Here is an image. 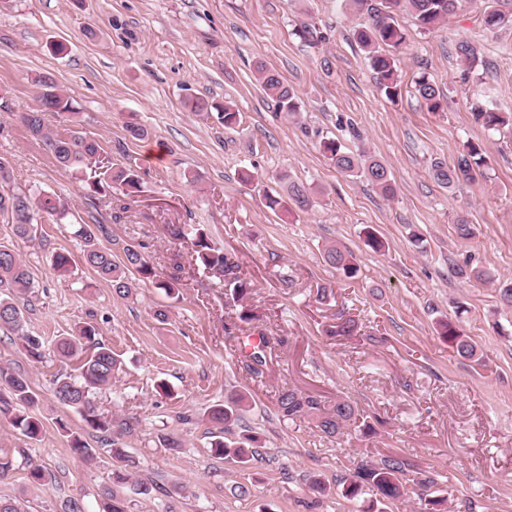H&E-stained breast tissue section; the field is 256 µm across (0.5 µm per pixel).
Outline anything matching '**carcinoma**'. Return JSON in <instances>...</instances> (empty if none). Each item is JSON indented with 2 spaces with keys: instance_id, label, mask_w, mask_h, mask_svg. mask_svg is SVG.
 <instances>
[{
  "instance_id": "carcinoma-1",
  "label": "carcinoma",
  "mask_w": 512,
  "mask_h": 512,
  "mask_svg": "<svg viewBox=\"0 0 512 512\" xmlns=\"http://www.w3.org/2000/svg\"><path fill=\"white\" fill-rule=\"evenodd\" d=\"M350 7L368 14L367 23L354 32V36L367 53L379 89L387 98L394 100L400 94L396 59L389 49L400 47L406 40L405 33L395 23L394 15L400 11L410 14L417 26L430 31L448 16L461 8L462 0H348ZM498 0H486L483 11L484 29L495 32L512 28V15L497 8ZM459 57L474 69L481 60L476 49L467 41L457 46ZM258 78L264 93L273 99L277 109L288 115L299 110L298 96L295 90L285 84L273 71L264 65L257 67ZM42 91L39 94V106L28 112L17 114L28 135L39 142L51 154L58 166L81 176L86 189L99 196H110L116 191L131 196L141 191V176L130 163H109L103 171L91 166L92 159L102 150L100 143L87 137L78 128H69L62 132L48 128L43 113L60 112L76 115L69 97L51 79L40 81ZM415 90L427 108L436 112L442 108L438 87L425 75L415 82ZM475 119L490 130H500L512 126V114L500 112L487 105L475 108ZM324 153L334 162L337 169L344 173L360 177L376 186L389 197L394 194V186L388 168L381 161L366 154L350 153L338 140L327 139L322 142ZM485 158L481 147L476 143L467 144L460 152L453 166L436 162L431 167L433 179L443 187H454L462 182H475L482 174ZM11 182L9 166L0 160V217L14 224L15 234L21 238H37L38 221L47 219L56 224L62 223L68 214V205L57 195L44 190L6 192L4 186ZM293 203L301 210L311 206L308 190L298 183L288 184V199L277 196L267 197V206L272 210L284 208L286 202ZM176 240H188L193 247L195 260L207 271H218L222 278L216 287L229 292L232 300L241 302L250 293L251 281L242 272L239 263L234 262L224 252L213 248L207 239L205 229L199 224L188 227H176L171 230ZM77 235L85 244L84 257L104 279L112 282L116 294L127 296L134 285L127 273L134 270L142 277L150 279L155 272L147 256L138 248L126 245L122 248V260L112 259V250L103 249L96 242L93 228L88 224L80 225ZM325 262L340 271L347 279L358 276L359 267L353 255L337 245L324 248ZM34 278L27 263L12 248L0 245V329H5L21 341L27 357L33 362L44 359L46 347L37 336L30 335L26 329L25 295L33 293ZM441 336L455 348L458 356L479 360L476 346L463 336L451 323L442 322ZM358 330V323L351 317L339 316L336 322L326 329L331 337H350ZM96 327L91 324L76 328L75 334L60 340L53 348L56 356L72 359L90 346L93 352L79 366V373L59 372L52 379L55 397L63 405L77 412L84 422L83 431H72L66 424L60 428L71 438V451L83 461H90L96 455V449L88 447L83 433H98L104 452L113 461L112 485L102 488L100 493V512H128L127 501L116 488L130 482L135 483L138 494L151 495L156 489L152 480L135 478L140 462L129 455L123 442L124 437L135 430L133 421L114 419L99 412L95 403L97 391L112 384L120 369V360L112 349L96 341ZM272 350L266 339L253 346L243 355L244 368L252 375L264 374ZM40 397L33 388L28 375L13 368L0 365V416L7 419L20 433L32 440L39 437L42 423L35 414ZM275 407L279 418L294 420L312 417L319 430L328 437H334L342 430L358 425L364 429L370 424L360 419L357 409L347 400L338 399L324 404L316 396L292 386H283L276 391ZM247 411V397L234 392L224 397V402L212 406L207 418L210 431L209 448L211 456L247 466L259 460L261 452L260 437L253 430L233 437V430ZM28 481L32 488L43 487L55 479L46 467L33 461L27 462ZM406 462L397 455L386 456L378 461L363 460L348 475L337 481L341 495L349 500L371 493L366 512H389L391 505L405 494L404 475ZM310 494L314 501L333 495L332 487L320 477L310 475L306 478Z\"/></svg>"
}]
</instances>
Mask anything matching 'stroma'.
I'll return each instance as SVG.
<instances>
[{
	"instance_id": "1",
	"label": "stroma",
	"mask_w": 512,
	"mask_h": 512,
	"mask_svg": "<svg viewBox=\"0 0 512 512\" xmlns=\"http://www.w3.org/2000/svg\"><path fill=\"white\" fill-rule=\"evenodd\" d=\"M484 6L465 0L432 32L397 14L406 41L393 51L401 93L392 101L353 36L366 17L342 0H0V95L9 104L0 109V159L12 188L56 193L69 209L63 223L40 225L33 241L0 220V244L21 255L37 285L29 334L50 347L90 322L121 360L96 401L102 412L134 418L126 448L140 462L139 478L159 485L148 498L125 489L130 512H161L168 502L175 512H363L364 501L337 492L306 508L304 476L332 483L363 457L389 455L434 477L450 512L465 503L474 512H512V305L501 296L512 285V134L473 116L486 97L512 113V31L485 30ZM306 27L315 37H301ZM462 40L484 67L466 66L455 50ZM259 61L296 90L295 115L260 89ZM422 75L443 92L439 111L415 92ZM43 76L70 96L82 131L113 162L139 165L142 190L123 198L122 209L89 198L17 120L36 107ZM194 98L210 111H190ZM227 101L239 114L229 129L215 112ZM131 123L144 138L130 136ZM329 138L384 162L394 195L336 169L321 146ZM469 142L486 158L482 177L438 185L432 164L455 162ZM291 181L309 189L311 207L270 211L266 195L285 193ZM462 218L473 231L467 240L456 232ZM81 224L102 225L101 246L143 245L158 279L180 276V298L146 280L117 296L85 263ZM183 224L203 225L211 245L240 263L252 282L244 304L216 288L215 274L197 270L190 244L173 240ZM369 230L381 251L366 246ZM330 244L352 252L356 280L325 262ZM58 252L70 256L69 272L53 269ZM474 269L489 272L490 282L471 279ZM323 285L332 293L320 301ZM245 307L257 320H240ZM339 314L358 322L354 336H326ZM442 320L477 346L481 362L456 355L438 334ZM261 333L273 356L258 382L237 349ZM0 364L29 375L43 424L31 440L0 417V461L11 464L0 497L25 495L28 512H62L74 497L84 512H98L112 459L92 435V463L72 454L58 424L78 429L82 421L51 390L54 374L76 361L49 354L31 362L0 330ZM284 385L350 401L372 433L329 440L313 420L280 421L274 393ZM233 390L248 393L243 424L263 445L262 460L246 467L207 450L206 413ZM166 435L181 448L164 447ZM30 460L54 473L52 484L29 488ZM175 484L186 494L172 501ZM241 484L248 495H239Z\"/></svg>"
}]
</instances>
